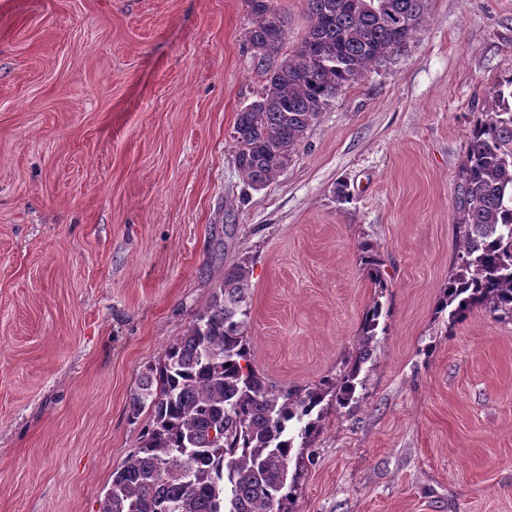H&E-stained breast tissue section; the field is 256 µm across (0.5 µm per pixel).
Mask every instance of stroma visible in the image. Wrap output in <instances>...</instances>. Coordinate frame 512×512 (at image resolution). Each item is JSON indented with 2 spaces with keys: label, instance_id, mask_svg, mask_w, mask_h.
Here are the masks:
<instances>
[{
  "label": "stroma",
  "instance_id": "1",
  "mask_svg": "<svg viewBox=\"0 0 512 512\" xmlns=\"http://www.w3.org/2000/svg\"><path fill=\"white\" fill-rule=\"evenodd\" d=\"M252 23L248 0H0V512H101L148 422L139 376L244 259L279 386L347 371L382 304L360 399L326 407L285 512H512V321L436 313L512 0H432L259 191L233 140L264 83Z\"/></svg>",
  "mask_w": 512,
  "mask_h": 512
}]
</instances>
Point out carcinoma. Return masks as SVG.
I'll return each instance as SVG.
<instances>
[{"mask_svg":"<svg viewBox=\"0 0 512 512\" xmlns=\"http://www.w3.org/2000/svg\"><path fill=\"white\" fill-rule=\"evenodd\" d=\"M247 41L266 74L257 99L236 114V165L257 189L288 169L326 107L372 66L400 56L426 20L430 0H306V35L289 54L274 0H248ZM459 184L461 263L438 312L456 322L476 306L512 319V77L498 82L473 125ZM370 279L381 261L361 246ZM248 260L224 273L212 302L130 398L150 422L139 448L112 474L102 512H282L292 493L289 463L320 428L331 397L358 401L382 306L365 315L351 367L308 388L277 386L255 370L247 324Z\"/></svg>","mask_w":512,"mask_h":512,"instance_id":"obj_1","label":"carcinoma"}]
</instances>
